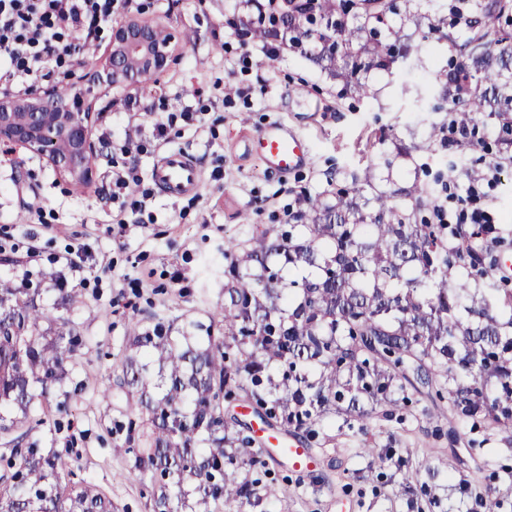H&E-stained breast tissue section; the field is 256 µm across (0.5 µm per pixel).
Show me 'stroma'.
<instances>
[{
	"label": "stroma",
	"instance_id": "obj_1",
	"mask_svg": "<svg viewBox=\"0 0 512 512\" xmlns=\"http://www.w3.org/2000/svg\"><path fill=\"white\" fill-rule=\"evenodd\" d=\"M448 0H398L390 18L411 51L412 66L366 75L370 95L360 100L341 94V84L307 60L305 51L281 46L275 58L248 52L254 43L232 21L236 0H134L118 9L113 23L136 16L169 27L175 34L174 64L158 79L137 85L142 109L130 113L132 89L115 86L88 95L95 134L111 132L110 148H98L90 184L75 185L42 159L24 151L0 153V282L28 289L36 303L52 310L39 335L55 336L69 320L81 344L67 365L65 380L54 386L29 419L12 433L0 432V469L10 455V439L26 434L44 450L72 460L71 482L89 481L112 502L114 512H154L158 484L139 478L129 452L128 426L139 419V395L118 387L128 338L134 327L165 319L176 331L190 324L211 326L224 302V242L248 239L255 228L290 224L297 194L333 200L352 176L374 169L378 189L426 182L428 174H455L460 189L475 186L479 206L502 227L512 226V162L503 161L492 128L483 143L465 151L463 163L447 134L433 127L447 123L430 111L439 89L435 74L450 54L440 20ZM248 96H241V89ZM200 113L186 124L184 110ZM173 119L166 139L153 133L155 121ZM281 121L305 136L310 161L285 176L266 172L252 147L254 137ZM137 132L140 149L126 156L120 146ZM432 151H425V142ZM179 149L198 165L199 189L171 197L151 171L165 152ZM502 165L488 174L494 160ZM135 168L144 195L141 211L131 212L112 197L113 168ZM41 207L42 219L29 217L27 205ZM133 215L118 229L116 215ZM86 254L70 302L57 290L59 257L73 249ZM110 399H103L104 389ZM389 419L330 427L312 440L315 469L301 471L269 460L259 471L278 497L269 512H512V431L460 435L450 441L456 419L447 401L428 390L409 394ZM391 449L378 462L361 455L363 443ZM414 474L411 489L400 486L402 470Z\"/></svg>",
	"mask_w": 512,
	"mask_h": 512
}]
</instances>
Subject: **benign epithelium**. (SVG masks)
I'll use <instances>...</instances> for the list:
<instances>
[{"mask_svg":"<svg viewBox=\"0 0 512 512\" xmlns=\"http://www.w3.org/2000/svg\"><path fill=\"white\" fill-rule=\"evenodd\" d=\"M173 41L165 26L129 17L112 27L107 63L83 69L81 88L70 100H61L54 86H39L21 96L1 91L0 145L43 158L72 182L90 183L95 145L85 93L134 85L164 71L172 62Z\"/></svg>","mask_w":512,"mask_h":512,"instance_id":"obj_1","label":"benign epithelium"}]
</instances>
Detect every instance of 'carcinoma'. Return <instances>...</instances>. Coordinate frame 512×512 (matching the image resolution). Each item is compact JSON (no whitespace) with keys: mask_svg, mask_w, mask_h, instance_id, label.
<instances>
[{"mask_svg":"<svg viewBox=\"0 0 512 512\" xmlns=\"http://www.w3.org/2000/svg\"><path fill=\"white\" fill-rule=\"evenodd\" d=\"M279 23L297 47L315 39L313 60L333 71L343 91L370 94L361 74L400 68L401 44L380 38L394 0H287ZM448 0L450 27L466 29L461 42L446 35L456 56L437 71L441 88L431 110L454 120L464 148L484 121L482 103L512 145V30L488 24L512 15V0ZM356 10L357 23L343 16ZM373 172L336 202L308 200L284 230L272 225L247 241L228 240L224 307L212 321L224 335L199 349L157 321L134 331L130 346L142 357L123 365L122 387L140 391L150 415L142 448H134L142 477L160 476V512H183L190 492L202 512L226 503L259 507L276 497L259 486L264 451L224 415V402L250 406L278 433L314 437L355 413L390 416L409 401L408 389L427 387L448 398L460 424L512 429V291L484 270L482 246L503 228L494 224H436L411 220L398 197L423 203L427 186L379 192ZM52 313L0 283V411L36 406L65 373L75 337L42 343L30 335ZM19 437L0 475V512H112V502L89 484L69 487L59 474L67 457L42 454Z\"/></svg>","mask_w":512,"mask_h":512,"instance_id":"obj_1","label":"carcinoma"}]
</instances>
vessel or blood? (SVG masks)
<instances>
[{
    "label": "vessel or blood",
    "instance_id": "1",
    "mask_svg": "<svg viewBox=\"0 0 512 512\" xmlns=\"http://www.w3.org/2000/svg\"><path fill=\"white\" fill-rule=\"evenodd\" d=\"M254 147L263 156L268 171L275 174H287L305 165L310 158L306 138L282 122L274 123L260 133L254 140ZM152 179L162 191L170 195L196 189L201 185V174L195 162L181 151L166 153L154 169ZM279 454L298 469H309L312 464L306 448L292 438L283 442Z\"/></svg>",
    "mask_w": 512,
    "mask_h": 512
}]
</instances>
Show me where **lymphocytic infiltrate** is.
<instances>
[{
  "label": "lymphocytic infiltrate",
  "instance_id": "obj_1",
  "mask_svg": "<svg viewBox=\"0 0 512 512\" xmlns=\"http://www.w3.org/2000/svg\"><path fill=\"white\" fill-rule=\"evenodd\" d=\"M113 0H0V83L28 89L101 41Z\"/></svg>",
  "mask_w": 512,
  "mask_h": 512
}]
</instances>
